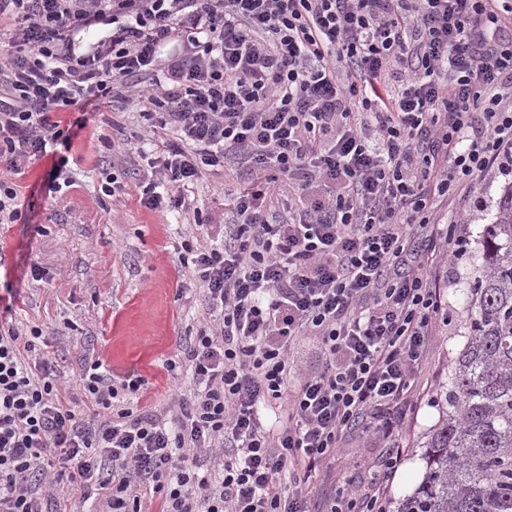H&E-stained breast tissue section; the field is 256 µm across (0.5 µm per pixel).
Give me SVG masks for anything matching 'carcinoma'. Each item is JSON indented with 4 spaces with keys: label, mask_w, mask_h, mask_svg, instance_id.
Instances as JSON below:
<instances>
[{
    "label": "carcinoma",
    "mask_w": 512,
    "mask_h": 512,
    "mask_svg": "<svg viewBox=\"0 0 512 512\" xmlns=\"http://www.w3.org/2000/svg\"><path fill=\"white\" fill-rule=\"evenodd\" d=\"M480 245L465 343L436 390L442 418L422 443L423 479L396 512H512V182Z\"/></svg>",
    "instance_id": "obj_1"
}]
</instances>
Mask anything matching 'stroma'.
I'll use <instances>...</instances> for the list:
<instances>
[{"mask_svg": "<svg viewBox=\"0 0 512 512\" xmlns=\"http://www.w3.org/2000/svg\"><path fill=\"white\" fill-rule=\"evenodd\" d=\"M139 129L138 110L114 103L93 114L73 139L63 169L71 186L49 193L47 178L56 161L47 154L33 159L24 173L11 177L17 189L21 218L0 224V303L9 305L0 324L39 326L61 371L76 373L82 358L100 357L114 377L130 373L145 380L137 406L142 411H164L168 391L189 388L186 373L166 371L180 339L195 333L205 317L201 298L178 294L183 269L176 247L195 238L201 244L221 241L224 234V187H236L243 166L229 162L223 183L212 178L191 190L202 210V226L177 223L170 214L149 211L139 203L134 179H125L122 193H103V160L115 159L118 168L140 170L142 157L129 152L113 158L109 144L113 123ZM505 176L490 173L478 195L482 201L462 235L470 244L454 266L437 263L435 281L453 314L452 325L437 323L435 340L427 353L425 378L431 387L447 382L451 363L464 344L462 334L469 307L462 295L467 281L482 264L478 236L492 223ZM39 268L33 279L31 268ZM435 405L422 403L404 428L409 454L392 485L393 499L411 493L423 477L419 443L439 422Z\"/></svg>", "mask_w": 512, "mask_h": 512, "instance_id": "35a3bbf8", "label": "stroma"}]
</instances>
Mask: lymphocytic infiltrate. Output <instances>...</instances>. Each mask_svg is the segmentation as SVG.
Instances as JSON below:
<instances>
[{"instance_id":"f902f5d3","label":"lymphocytic infiltrate","mask_w":512,"mask_h":512,"mask_svg":"<svg viewBox=\"0 0 512 512\" xmlns=\"http://www.w3.org/2000/svg\"><path fill=\"white\" fill-rule=\"evenodd\" d=\"M0 161L70 147L82 114L142 109L139 202L200 221L185 186L242 158L224 240L182 243L213 320L167 371L170 417L131 407L144 380L100 359L65 405L41 328H0V512H49L64 484L98 512H388L401 425L465 250L464 208L435 200L512 174V0H0ZM178 52L160 61L165 43ZM80 112L74 125L52 118ZM298 208L280 211L282 197ZM317 344L315 370L295 352ZM378 444L365 479L315 507L345 432ZM287 480H280V473Z\"/></svg>"}]
</instances>
